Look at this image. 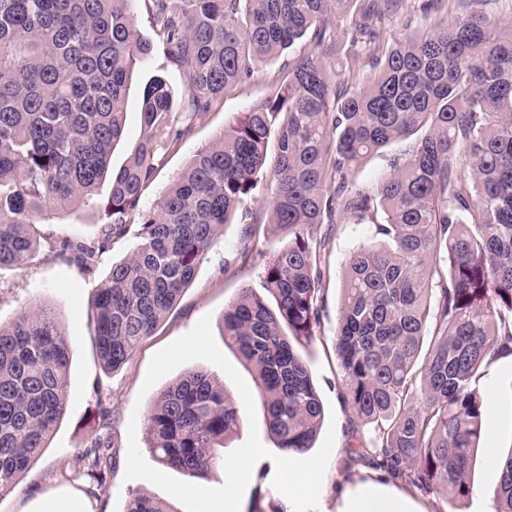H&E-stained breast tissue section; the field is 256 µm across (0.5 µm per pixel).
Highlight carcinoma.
I'll return each mask as SVG.
<instances>
[{"label": "carcinoma", "instance_id": "cac0c4a2", "mask_svg": "<svg viewBox=\"0 0 512 512\" xmlns=\"http://www.w3.org/2000/svg\"><path fill=\"white\" fill-rule=\"evenodd\" d=\"M134 0H0V267L23 266L60 210L94 202L104 219L95 242L63 239L51 251L94 271V259L128 232L127 216L164 155L192 124L174 116L175 94L154 77L142 93L143 136L117 171L130 74L152 45L135 25ZM158 35L188 75L190 119L299 42L276 91L199 150L158 205L139 213V243L96 286L102 367L123 366L190 285L201 258L235 212L253 200L275 142L276 185L265 208L287 242L264 268L261 296L243 290L224 311V344L254 375L266 427L290 457L305 455L324 409L295 347L323 313V272L311 246L318 224H372L386 242L360 246L345 263L336 355L342 397L375 441L359 456L412 491L463 500L487 406L481 368L512 355V21L472 12L432 18L386 37L378 20L404 0H150ZM350 46L384 42L351 91L336 73L338 21ZM410 139L376 190L354 173L389 143ZM109 196L93 201L100 182ZM262 223L245 225L248 257ZM447 274L434 280L437 265ZM70 339L44 306L0 325V497L10 493L65 413ZM241 413L224 384L188 372L150 406V449L193 478L219 460ZM110 441L98 437L64 470L106 489ZM512 512V452L494 489ZM126 512H170L149 497Z\"/></svg>", "mask_w": 512, "mask_h": 512}]
</instances>
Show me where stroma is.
Instances as JSON below:
<instances>
[{
  "label": "stroma",
  "mask_w": 512,
  "mask_h": 512,
  "mask_svg": "<svg viewBox=\"0 0 512 512\" xmlns=\"http://www.w3.org/2000/svg\"><path fill=\"white\" fill-rule=\"evenodd\" d=\"M135 24L150 38L152 52L133 73L126 98L124 132L113 152V168L124 165L139 144L141 126V90L149 78L162 76L176 91V113L187 112L186 73L177 66L166 44L155 33L147 0H134ZM283 59L259 65L253 74L225 92L214 103L208 117L195 124L181 146L168 152L155 181L143 192L141 209L156 206L164 191L181 173L198 149L212 143L224 125L239 113L263 105L275 87ZM101 216L96 207L83 205L74 211L57 214L53 224L41 225V232L54 239L80 238L88 242L101 235ZM241 224L225 225L201 260L191 285L184 290L155 333L134 352L118 371L104 370L96 348L95 287L113 262L130 254L138 240L128 233L98 257L93 273L61 260L38 253L22 267L0 268V323L10 324L25 308L44 305L58 310L67 336L72 340L70 399L66 411L41 455L22 474L15 490L0 498V512H28L37 500L53 502L59 498L81 502L87 512H126L135 496L146 494L164 502L170 512H182V504L145 480H125L127 427L132 413L146 415L156 396L185 373L205 368L218 379L224 373L213 364L188 362L158 381L149 391H142L152 355L189 332L203 316H210L216 343H223L224 310L246 288L262 292L264 266L270 253L282 244V237L265 229L255 242V251L241 257ZM313 239L324 242L320 253L324 269L325 308L321 325L312 343L302 346L308 360L325 413L335 416V443L324 475L319 496V512H342L345 497L366 487L401 500L407 512H494L493 490L499 480L497 460L512 449V358L502 357L482 369L476 384L487 404L482 437L471 473L474 491L464 500L445 501L435 495L408 491L400 483L372 471L354 458L355 449L365 447L373 430L355 423L349 406L342 398V376L336 355V322L340 288L346 258L353 248L377 241L370 224L342 223L318 225ZM112 411V453L116 464L105 490L94 491L89 478L63 477L60 470L77 449L85 447L101 430L100 407Z\"/></svg>",
  "instance_id": "1"
}]
</instances>
